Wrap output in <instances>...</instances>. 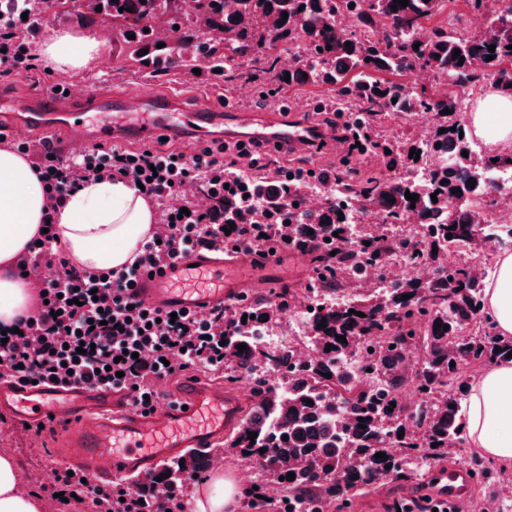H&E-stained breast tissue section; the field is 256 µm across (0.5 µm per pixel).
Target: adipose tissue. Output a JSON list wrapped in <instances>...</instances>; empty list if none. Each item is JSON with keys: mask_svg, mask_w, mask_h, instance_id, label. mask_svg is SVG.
Returning <instances> with one entry per match:
<instances>
[{"mask_svg": "<svg viewBox=\"0 0 512 512\" xmlns=\"http://www.w3.org/2000/svg\"><path fill=\"white\" fill-rule=\"evenodd\" d=\"M109 50L97 32L57 31L39 47L52 69L91 68ZM469 133L497 154L512 155V95L496 91L466 115ZM49 201L36 170L19 154L0 149V324L36 309L30 278L18 265L38 237ZM156 204L126 179H97L72 193L54 217L60 246L73 266L117 271L130 265L153 235ZM486 311L500 336L512 338V251L497 252L485 277ZM464 433L471 447L512 468V363L487 367L465 403ZM244 490L236 477L213 472L188 500L189 512H233ZM50 501L29 490L16 458L0 452V512H51Z\"/></svg>", "mask_w": 512, "mask_h": 512, "instance_id": "1", "label": "adipose tissue"}]
</instances>
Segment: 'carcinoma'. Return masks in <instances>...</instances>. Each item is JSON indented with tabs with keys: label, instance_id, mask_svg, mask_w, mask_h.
Returning <instances> with one entry per match:
<instances>
[{
	"label": "carcinoma",
	"instance_id": "carcinoma-1",
	"mask_svg": "<svg viewBox=\"0 0 512 512\" xmlns=\"http://www.w3.org/2000/svg\"><path fill=\"white\" fill-rule=\"evenodd\" d=\"M12 2L14 11H27L33 20L42 17V0ZM65 2L88 22L123 20L117 31L125 44V60L143 73L174 70L191 75L199 69L216 75L226 87L244 78L260 95L271 91L270 78L279 90L327 85L338 101L357 106L352 123L366 147L382 145L377 131L386 117L434 111L436 123L429 138H409L403 152L389 154L390 166L403 173L422 164L426 152L453 144L451 163L441 162L422 181L376 175L341 185L325 184L322 206L306 210V186L264 188L253 177L256 198L226 193L213 201L223 204L224 224L268 226L273 230L268 245L279 246L289 238L304 248L318 273L313 288L326 296L340 293L345 298V304L316 309L308 318V344L320 354L318 361L301 359L292 349L276 356L258 350L257 331L278 320V309L271 301L248 296L236 308L224 311L229 319L224 326V361L234 369L229 378L248 379L255 398L232 445L242 458L259 461L277 479L278 508L317 512L323 500H349L372 485L404 480L414 470L430 468L437 459L451 456L463 433L461 399L466 392L460 369L512 362V339L499 336L494 322L484 315V278L474 275L470 264L448 268V244H472L490 234L512 238L511 224L504 231L491 214L473 210L486 194L502 191L499 184L486 185L488 173L512 171V161L475 149L478 142L457 120L458 95L446 85L474 84L489 72L494 87L512 95V50L508 49L512 7L488 21L482 13L486 0H466L473 15L481 19L476 34L468 37L457 32L463 17L450 14L445 27L422 40L418 32L447 0H409L408 6L395 10V0ZM98 6L102 7L99 12ZM121 7L125 11H119ZM347 13L360 28L357 36L341 27V17ZM183 18L189 25L174 29ZM129 34L135 38H127ZM159 43L164 47H157ZM490 45L495 46L492 54ZM456 49L464 58L462 64L453 57ZM489 54L494 56L491 61ZM416 72L431 76L435 97H427L423 87L386 78ZM377 89L382 94L375 93ZM441 128L445 132H439ZM412 148L420 152V160L409 157ZM456 188L460 192L452 193ZM407 192L418 196L416 202L405 198ZM370 210L380 211L387 224L412 220L430 228L395 241L374 232L355 234V219ZM366 241L370 245H364ZM393 249L404 251L414 262L432 265V278L408 279L386 292L359 291L368 269L379 266ZM359 312L363 316H357ZM323 321L326 326L318 328ZM445 325L449 329H443ZM339 336L346 342L338 341ZM239 344L247 350L239 351ZM415 345L424 349L425 358L411 375L408 353ZM367 346L373 351L354 361ZM256 357L275 363V382L250 376ZM326 373L331 377H324ZM409 381L426 398V405L406 409L399 403L400 389ZM308 399L313 404H307ZM392 402L396 406L390 412L387 407ZM360 417L365 422L358 421ZM250 432L257 437L248 439ZM262 448L266 452H260ZM377 453L385 457L377 458ZM209 462L208 454L171 461L160 470L161 484L187 471L202 473ZM290 472L295 474L292 480L286 479Z\"/></svg>",
	"mask_w": 512,
	"mask_h": 512
}]
</instances>
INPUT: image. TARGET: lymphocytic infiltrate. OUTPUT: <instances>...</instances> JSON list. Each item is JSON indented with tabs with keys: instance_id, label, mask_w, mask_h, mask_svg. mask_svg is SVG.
<instances>
[{
	"instance_id": "1",
	"label": "lymphocytic infiltrate",
	"mask_w": 512,
	"mask_h": 512,
	"mask_svg": "<svg viewBox=\"0 0 512 512\" xmlns=\"http://www.w3.org/2000/svg\"><path fill=\"white\" fill-rule=\"evenodd\" d=\"M30 160L45 192L58 205L90 178L143 183L145 196L161 204L157 221L164 232L159 240L143 243L134 264L96 274L70 267L52 231L53 219H45L46 232L25 258V270L36 273L64 266L69 273L63 280H45L36 312L16 317L15 333L0 344V377L19 382L53 377L62 384L109 386L151 410L159 402L157 384L162 379L199 368H223V310L173 318L129 298L130 284L141 269L191 251L209 250L211 239L223 237L219 209L184 198L189 214L183 217L180 209L164 205L166 198L181 195L189 183H200L211 193L238 192L242 187L238 168L225 162L223 147L207 146L188 157L151 146L99 144L75 164L35 154ZM84 343L91 344V351L81 352ZM41 489L91 500L103 512H151L145 489L86 483L81 474H69L60 466L52 469Z\"/></svg>"
}]
</instances>
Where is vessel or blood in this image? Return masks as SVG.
Returning <instances> with one entry per match:
<instances>
[{"label": "vessel or blood", "instance_id": "b4317fda", "mask_svg": "<svg viewBox=\"0 0 512 512\" xmlns=\"http://www.w3.org/2000/svg\"><path fill=\"white\" fill-rule=\"evenodd\" d=\"M39 139H31V129ZM185 132L200 140L221 134L291 149L323 139V132L289 119L246 109L227 110L211 98L193 109L176 97L144 98L116 92L77 102L46 91L33 99L0 98V136L32 141L42 155L66 158L71 146L93 148L136 138L147 143L161 134ZM279 257L227 258L217 251H193L140 275L129 294L152 309L204 315L240 300L245 288L274 287L273 278L256 279L257 266L273 270ZM0 412L17 425L44 427L54 434L52 456L97 482L134 478L190 453H202L223 441L242 419V400L223 384L193 375L181 377L163 408L143 411L108 387L22 384L0 379ZM473 486L472 469L460 463L438 473L436 501L455 505Z\"/></svg>", "mask_w": 512, "mask_h": 512}]
</instances>
